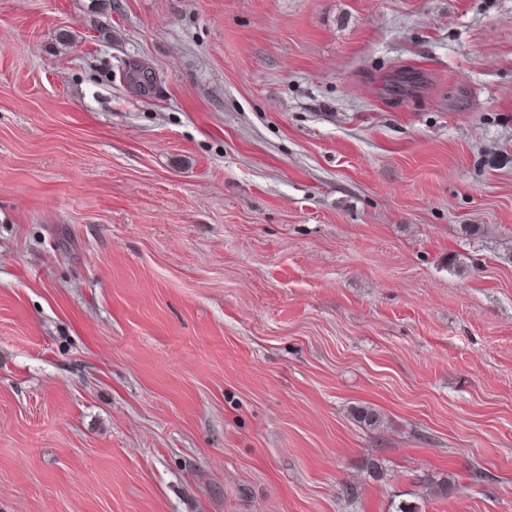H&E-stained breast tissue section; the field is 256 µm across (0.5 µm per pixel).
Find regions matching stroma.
<instances>
[{"instance_id": "stroma-1", "label": "stroma", "mask_w": 512, "mask_h": 512, "mask_svg": "<svg viewBox=\"0 0 512 512\" xmlns=\"http://www.w3.org/2000/svg\"><path fill=\"white\" fill-rule=\"evenodd\" d=\"M403 502L512 512V0H0V512Z\"/></svg>"}]
</instances>
